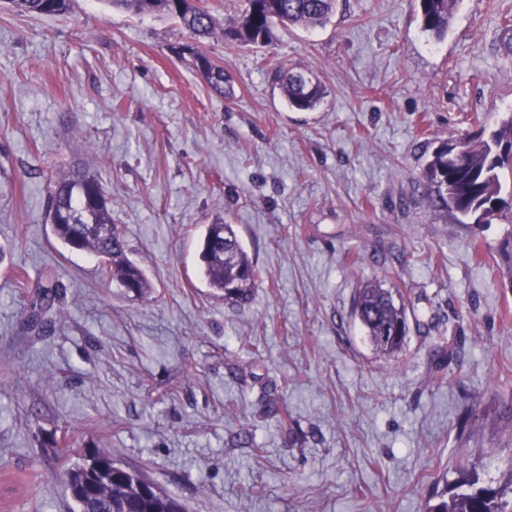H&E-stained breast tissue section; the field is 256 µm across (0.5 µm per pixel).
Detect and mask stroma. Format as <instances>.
I'll list each match as a JSON object with an SVG mask.
<instances>
[{
	"instance_id": "35a3bbf8",
	"label": "stroma",
	"mask_w": 512,
	"mask_h": 512,
	"mask_svg": "<svg viewBox=\"0 0 512 512\" xmlns=\"http://www.w3.org/2000/svg\"><path fill=\"white\" fill-rule=\"evenodd\" d=\"M510 20L512 0H458L438 39L415 0H339L325 27L279 25L263 47L207 41L218 94L169 18L0 0V464L24 479L0 512H73L48 445L63 437L187 512H424L459 462L511 476L512 224L454 223L418 184L437 146L512 112ZM281 64L317 76L319 109L289 108ZM77 163L146 296L54 238L47 179ZM218 215L263 272L244 305L201 272ZM48 267L62 298L38 335L27 304ZM371 279L431 335L376 352L353 313ZM8 3L17 14L62 17L72 12L75 0H8Z\"/></svg>"
}]
</instances>
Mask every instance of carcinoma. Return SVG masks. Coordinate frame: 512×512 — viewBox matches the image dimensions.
I'll list each match as a JSON object with an SVG mask.
<instances>
[{
  "mask_svg": "<svg viewBox=\"0 0 512 512\" xmlns=\"http://www.w3.org/2000/svg\"><path fill=\"white\" fill-rule=\"evenodd\" d=\"M112 8L142 16L161 15L175 20L192 39L182 47L185 61L207 86L224 94V67L203 50V41L216 35L231 36L243 46L265 45L274 24L324 27L336 13L337 0H244V5L224 21L199 7L196 0H107ZM21 15L62 17L70 14L75 0H8ZM457 0H419L423 30L435 37L447 35ZM276 80L288 102L299 111H313L323 102L325 90L319 79L305 69L279 68ZM512 177V115L501 120L485 139L462 136L443 143L431 153L420 185L434 209H451L463 218L483 211L484 223L500 216L512 199V182L503 181V172ZM48 217L51 231L62 245L86 251L107 264L111 279L122 285L135 283V294L143 297L151 285L143 269L126 255V246L112 224V210L99 180L90 172L76 168L48 184ZM212 225L205 227L200 258L203 275L210 288L224 298L246 303L251 288L262 271L238 241L231 238L210 241ZM60 304L57 273L45 271L44 284L29 302L27 323L41 332L52 326L49 314ZM354 313L373 349L393 355L402 349L409 327L404 299L400 293L367 281L354 298ZM104 470H85L84 462L72 461L76 450L64 442L57 448L62 461L66 494L78 512H184V506L161 487L150 489L146 477L119 462L110 448L94 449ZM453 490L433 493L426 512H512V485L506 489L484 486L476 471L463 463Z\"/></svg>",
  "mask_w": 512,
  "mask_h": 512,
  "instance_id": "carcinoma-1",
  "label": "carcinoma"
}]
</instances>
